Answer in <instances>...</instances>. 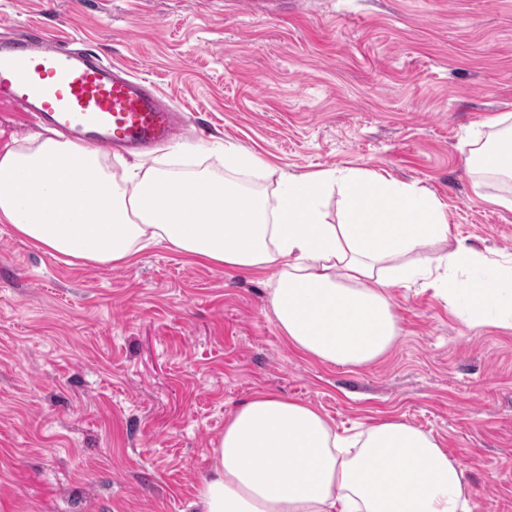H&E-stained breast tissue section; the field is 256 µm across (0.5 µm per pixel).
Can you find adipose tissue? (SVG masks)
I'll use <instances>...</instances> for the list:
<instances>
[{
    "mask_svg": "<svg viewBox=\"0 0 512 512\" xmlns=\"http://www.w3.org/2000/svg\"><path fill=\"white\" fill-rule=\"evenodd\" d=\"M474 130L467 161L512 177V144L492 150ZM224 149V174L176 172L142 160L113 169L99 150L37 133L0 148V223L50 254L125 265L162 246L252 273L276 270L269 305L282 336L324 363L361 367L400 334L388 287L422 283L455 302V271L494 275L473 284L462 315L487 310L512 328V259L448 240V207L432 192L374 171L342 167L291 175L273 194L233 175L257 166ZM338 196L340 219L328 220ZM448 244L434 259L421 247ZM199 488L197 512H470L462 466L434 434L390 417L349 434L310 403L254 392L229 414Z\"/></svg>",
    "mask_w": 512,
    "mask_h": 512,
    "instance_id": "adipose-tissue-1",
    "label": "adipose tissue"
}]
</instances>
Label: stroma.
I'll use <instances>...</instances> for the list:
<instances>
[{
  "label": "stroma",
  "mask_w": 512,
  "mask_h": 512,
  "mask_svg": "<svg viewBox=\"0 0 512 512\" xmlns=\"http://www.w3.org/2000/svg\"><path fill=\"white\" fill-rule=\"evenodd\" d=\"M148 77L187 114L163 166L220 169L227 143L281 173L369 169L434 193L448 238L512 256V210L473 190L472 129L512 113V0H0ZM401 334L364 367L293 349L267 279L164 247L129 265L49 254L0 224V512H193L224 421L255 391L337 430L396 417L466 469L472 512H512V329L434 288L389 290Z\"/></svg>",
  "instance_id": "35a3bbf8"
}]
</instances>
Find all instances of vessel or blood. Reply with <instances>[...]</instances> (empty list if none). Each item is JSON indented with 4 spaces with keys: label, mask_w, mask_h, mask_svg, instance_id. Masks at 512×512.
<instances>
[{
    "label": "vessel or blood",
    "mask_w": 512,
    "mask_h": 512,
    "mask_svg": "<svg viewBox=\"0 0 512 512\" xmlns=\"http://www.w3.org/2000/svg\"><path fill=\"white\" fill-rule=\"evenodd\" d=\"M0 99L105 151L152 148L185 122L142 78L38 31L0 41Z\"/></svg>",
    "instance_id": "b4317fda"
}]
</instances>
